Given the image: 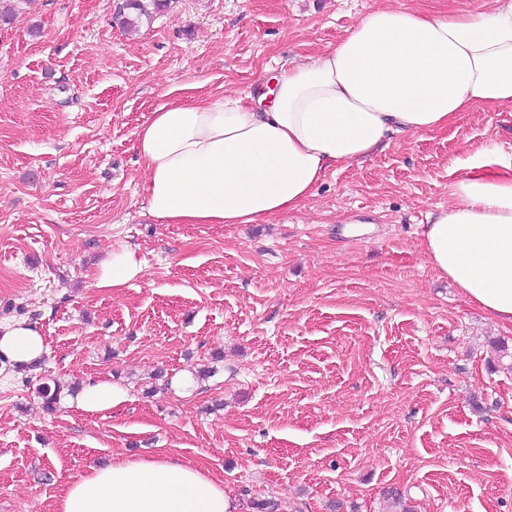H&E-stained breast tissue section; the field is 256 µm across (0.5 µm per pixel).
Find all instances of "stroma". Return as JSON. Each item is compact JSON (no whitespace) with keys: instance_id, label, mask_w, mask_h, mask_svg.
Masks as SVG:
<instances>
[{"instance_id":"1","label":"stroma","mask_w":512,"mask_h":512,"mask_svg":"<svg viewBox=\"0 0 512 512\" xmlns=\"http://www.w3.org/2000/svg\"><path fill=\"white\" fill-rule=\"evenodd\" d=\"M122 0H33L0 23V320L39 325L40 370L0 374V512H55L69 482L123 453L210 470L237 512H512L505 326L422 252L427 217L483 146L512 152V110L465 113L330 168L265 224H164L135 133L185 94H261L382 0H174L139 32ZM144 272L115 291L108 252ZM212 377L184 394L174 381ZM105 377L107 417L39 384ZM143 273V267L132 250L112 251L94 270L96 288H124Z\"/></svg>"}]
</instances>
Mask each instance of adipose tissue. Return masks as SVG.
Returning a JSON list of instances; mask_svg holds the SVG:
<instances>
[{"label": "adipose tissue", "mask_w": 512, "mask_h": 512, "mask_svg": "<svg viewBox=\"0 0 512 512\" xmlns=\"http://www.w3.org/2000/svg\"><path fill=\"white\" fill-rule=\"evenodd\" d=\"M486 107L512 109V0L448 14L385 5L335 47L282 70L270 94L189 96L153 112L135 138L147 211L165 224H264L303 207L331 166ZM450 195L428 216L423 253L471 303L512 324V153L477 150ZM142 273L134 251L123 249L93 279L112 290ZM48 353L36 324L0 321L1 365L31 369ZM126 400L123 387L101 378L75 398L94 416ZM236 510L223 480L159 454L89 468L55 512Z\"/></svg>", "instance_id": "adipose-tissue-1"}]
</instances>
